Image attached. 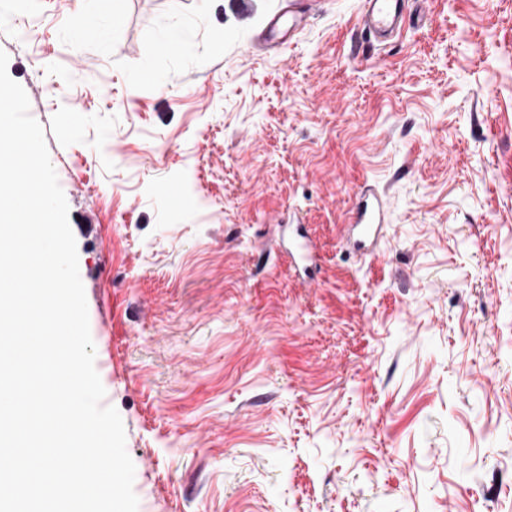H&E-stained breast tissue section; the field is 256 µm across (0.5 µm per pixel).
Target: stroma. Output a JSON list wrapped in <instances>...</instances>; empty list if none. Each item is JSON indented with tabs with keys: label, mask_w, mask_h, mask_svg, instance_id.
I'll use <instances>...</instances> for the list:
<instances>
[{
	"label": "stroma",
	"mask_w": 512,
	"mask_h": 512,
	"mask_svg": "<svg viewBox=\"0 0 512 512\" xmlns=\"http://www.w3.org/2000/svg\"><path fill=\"white\" fill-rule=\"evenodd\" d=\"M286 6L0 0L138 512H512V0H417L383 50L316 0L255 48ZM311 3L306 0H290L288 2V25L283 27L280 16H274L259 36L258 49L279 48L287 45L309 23ZM387 206L382 195L375 190H358L355 194L351 224L345 225L347 244L357 236L354 250H368L380 238L386 224ZM296 235L297 239L293 247L288 249V254L304 276L312 280L311 269L315 259L313 245L300 227H296Z\"/></svg>",
	"instance_id": "35a3bbf8"
}]
</instances>
